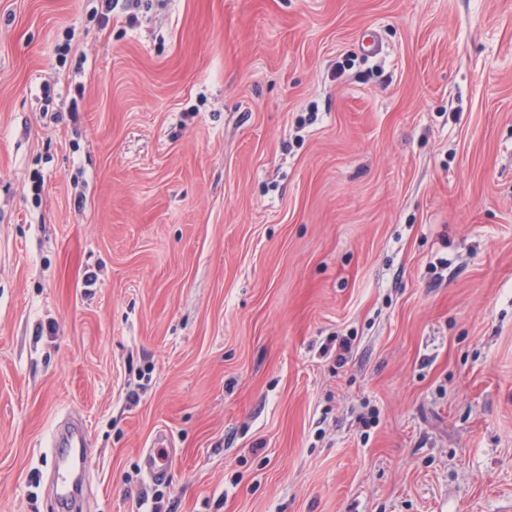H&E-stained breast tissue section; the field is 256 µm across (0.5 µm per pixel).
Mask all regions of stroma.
Listing matches in <instances>:
<instances>
[{"mask_svg":"<svg viewBox=\"0 0 512 512\" xmlns=\"http://www.w3.org/2000/svg\"><path fill=\"white\" fill-rule=\"evenodd\" d=\"M99 7L0 0V512L71 415L83 512H512V0Z\"/></svg>","mask_w":512,"mask_h":512,"instance_id":"1","label":"stroma"}]
</instances>
